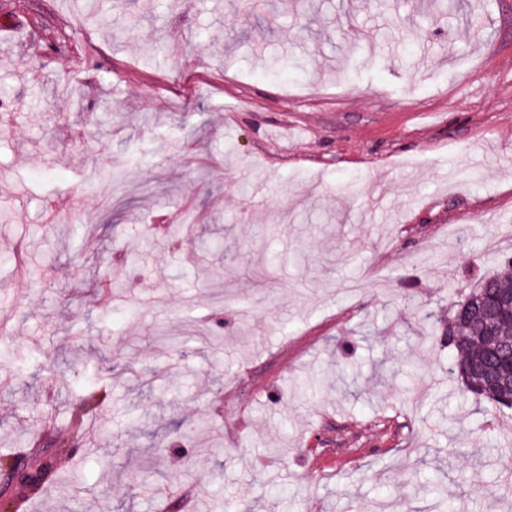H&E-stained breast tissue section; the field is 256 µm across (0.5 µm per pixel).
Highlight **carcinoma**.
<instances>
[{
    "mask_svg": "<svg viewBox=\"0 0 512 512\" xmlns=\"http://www.w3.org/2000/svg\"><path fill=\"white\" fill-rule=\"evenodd\" d=\"M511 292L512 260L508 259L504 269L484 277L475 291L458 301L444 336L455 356L452 373L464 391L508 410L512 409V390L492 376L490 367L497 361L509 362L512 321L501 315L504 301L498 296Z\"/></svg>",
    "mask_w": 512,
    "mask_h": 512,
    "instance_id": "carcinoma-1",
    "label": "carcinoma"
}]
</instances>
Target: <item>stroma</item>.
Masks as SVG:
<instances>
[{"instance_id":"35a3bbf8","label":"stroma","mask_w":512,"mask_h":512,"mask_svg":"<svg viewBox=\"0 0 512 512\" xmlns=\"http://www.w3.org/2000/svg\"><path fill=\"white\" fill-rule=\"evenodd\" d=\"M2 19L0 460L71 437L18 512H512L439 343L512 256V0Z\"/></svg>"}]
</instances>
